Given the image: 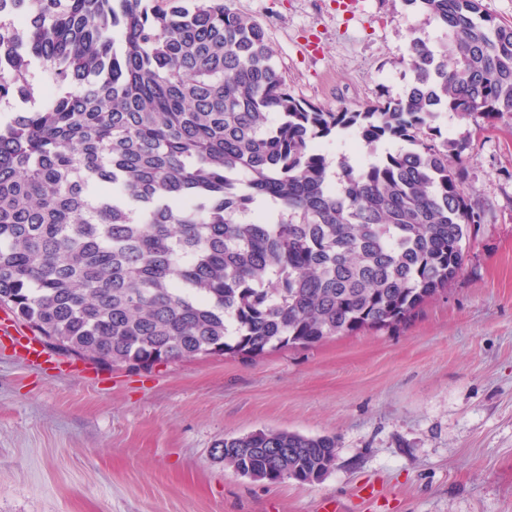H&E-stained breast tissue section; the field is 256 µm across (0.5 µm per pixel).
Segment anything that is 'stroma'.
Wrapping results in <instances>:
<instances>
[{
    "label": "stroma",
    "instance_id": "obj_1",
    "mask_svg": "<svg viewBox=\"0 0 512 512\" xmlns=\"http://www.w3.org/2000/svg\"><path fill=\"white\" fill-rule=\"evenodd\" d=\"M233 0L261 22L298 100L398 96L437 23L401 0ZM484 209L461 276L403 328L152 371L30 366L0 347V512H512V118L448 117ZM338 439L319 481L227 469L224 436ZM375 486L374 501L359 490Z\"/></svg>",
    "mask_w": 512,
    "mask_h": 512
}]
</instances>
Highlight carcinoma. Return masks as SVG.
Masks as SVG:
<instances>
[{
  "label": "carcinoma",
  "mask_w": 512,
  "mask_h": 512,
  "mask_svg": "<svg viewBox=\"0 0 512 512\" xmlns=\"http://www.w3.org/2000/svg\"><path fill=\"white\" fill-rule=\"evenodd\" d=\"M401 2L446 42L411 41L403 95L334 112L288 93L231 0H0V307L144 370L407 324L483 222L439 119L512 116V24L482 0ZM350 128L401 146L336 182L320 142ZM217 449L306 484L338 445L272 429Z\"/></svg>",
  "instance_id": "obj_1"
}]
</instances>
